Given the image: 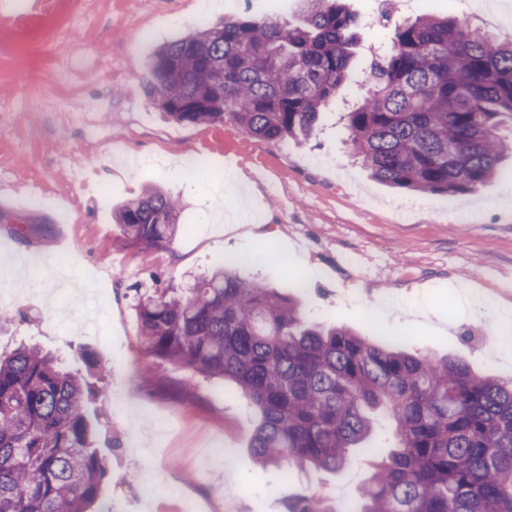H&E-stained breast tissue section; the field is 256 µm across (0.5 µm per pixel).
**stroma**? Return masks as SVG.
Returning a JSON list of instances; mask_svg holds the SVG:
<instances>
[{"label": "stroma", "instance_id": "1", "mask_svg": "<svg viewBox=\"0 0 512 512\" xmlns=\"http://www.w3.org/2000/svg\"><path fill=\"white\" fill-rule=\"evenodd\" d=\"M392 0L391 20L453 17L512 42V0ZM30 31L22 6L0 11V353L32 339L84 373L109 370L81 407L109 464L112 512H287L305 496L341 508L370 474L351 449L338 471L260 467L258 408L189 369L156 361L139 335L137 297L185 287L235 259L238 274L300 302L307 321L397 337L410 353L452 356L512 378L493 344L512 321V157L473 193L395 188L372 178L341 122L370 88L375 0H346L357 21L353 68L305 141L274 143L237 125L170 118L142 90L154 53L243 14L300 21L299 0H55ZM124 156L125 166L112 164ZM201 155L203 173L186 176ZM231 175L221 202L217 178ZM158 186L182 228L141 253L115 207ZM252 225L249 237L220 222ZM209 456L208 470L198 466Z\"/></svg>", "mask_w": 512, "mask_h": 512}]
</instances>
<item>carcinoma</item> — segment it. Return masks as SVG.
Returning a JSON list of instances; mask_svg holds the SVG:
<instances>
[{"label": "carcinoma", "instance_id": "obj_1", "mask_svg": "<svg viewBox=\"0 0 512 512\" xmlns=\"http://www.w3.org/2000/svg\"><path fill=\"white\" fill-rule=\"evenodd\" d=\"M299 4L300 25L244 16L163 47L147 95L176 122L230 121L274 142L311 135L350 69L356 20L342 0ZM384 28L369 93L344 115L352 149L391 186L478 191L508 153L512 42L447 16ZM112 218L147 253L175 237L180 206L149 190ZM137 311L155 359L231 381L256 404L260 465L336 471L379 410L395 442L355 512H512V381L308 324L296 301L230 268L145 291ZM91 394L36 345L0 355V512H87L98 501L106 466L80 412ZM292 512L335 508L308 497Z\"/></svg>", "mask_w": 512, "mask_h": 512}]
</instances>
